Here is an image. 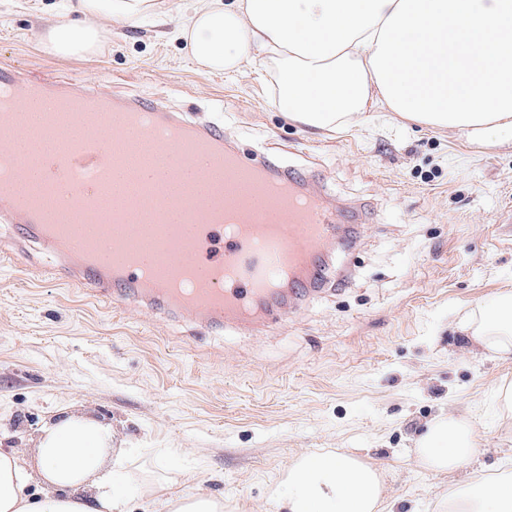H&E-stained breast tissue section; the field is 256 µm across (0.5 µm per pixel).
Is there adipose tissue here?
Returning <instances> with one entry per match:
<instances>
[{"label": "adipose tissue", "instance_id": "adipose-tissue-1", "mask_svg": "<svg viewBox=\"0 0 512 512\" xmlns=\"http://www.w3.org/2000/svg\"><path fill=\"white\" fill-rule=\"evenodd\" d=\"M83 23L60 20L42 33L51 55L100 51V18L158 16V0H79ZM189 57L208 72L242 73L263 58L276 79V106L316 129L380 104L417 124L483 141L512 135V0H203L179 23ZM471 347L512 357V291L461 322ZM431 472L470 471L468 496L442 512H512V476L477 470L480 440L464 418L442 416L416 439ZM126 451L112 431L66 415L45 427L36 471L0 453V512H132ZM43 485L39 496L26 488ZM385 475L352 453L302 452L270 498L269 512H384Z\"/></svg>", "mask_w": 512, "mask_h": 512}]
</instances>
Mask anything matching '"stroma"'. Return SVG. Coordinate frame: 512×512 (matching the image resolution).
Listing matches in <instances>:
<instances>
[{
	"label": "stroma",
	"mask_w": 512,
	"mask_h": 512,
	"mask_svg": "<svg viewBox=\"0 0 512 512\" xmlns=\"http://www.w3.org/2000/svg\"><path fill=\"white\" fill-rule=\"evenodd\" d=\"M62 0H0V68L39 82L86 80L201 120L227 145L266 156L344 215L318 252L319 294L256 331L202 328L134 295L107 307L57 278L37 242L11 252L0 224V451L36 471L34 446L62 413L112 429L128 448L130 495L166 512L173 495L265 512L306 450L358 454L386 473V512H436L466 471L426 472L411 452L434 416H469L494 477L512 467V418L498 389L512 360L470 349L463 316L512 291V138L471 143L378 106L333 131L288 121L263 63L251 73L196 69L182 41L147 21L104 20L101 52L45 53Z\"/></svg>",
	"instance_id": "obj_1"
}]
</instances>
